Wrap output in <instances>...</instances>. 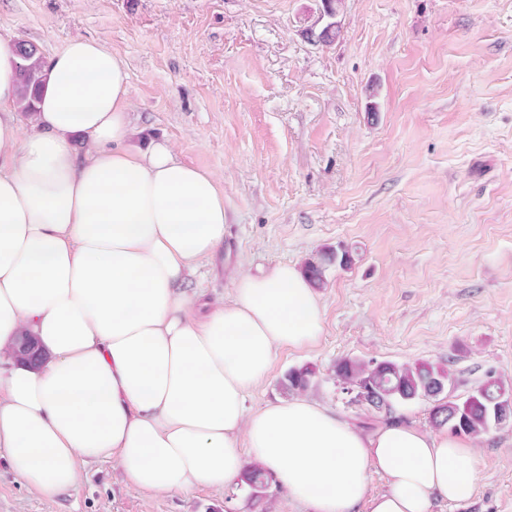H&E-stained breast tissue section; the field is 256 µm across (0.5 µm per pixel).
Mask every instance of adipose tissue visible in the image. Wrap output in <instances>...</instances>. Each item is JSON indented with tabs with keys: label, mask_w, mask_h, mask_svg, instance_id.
I'll use <instances>...</instances> for the list:
<instances>
[{
	"label": "adipose tissue",
	"mask_w": 512,
	"mask_h": 512,
	"mask_svg": "<svg viewBox=\"0 0 512 512\" xmlns=\"http://www.w3.org/2000/svg\"><path fill=\"white\" fill-rule=\"evenodd\" d=\"M19 62L0 39V453L20 482L50 499L77 490L80 464L113 460L141 490L188 492L256 463L311 512L473 496L476 452L447 428L398 413L368 430L301 395L247 409L279 348L321 336L315 286L285 263L200 301L185 283L224 244L215 176L168 142L129 147L128 73L104 44L51 55L25 119ZM22 336L37 363L15 358ZM373 470L389 480L375 496Z\"/></svg>",
	"instance_id": "obj_1"
}]
</instances>
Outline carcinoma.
Returning <instances> with one entry per match:
<instances>
[{
  "label": "carcinoma",
  "mask_w": 512,
  "mask_h": 512,
  "mask_svg": "<svg viewBox=\"0 0 512 512\" xmlns=\"http://www.w3.org/2000/svg\"><path fill=\"white\" fill-rule=\"evenodd\" d=\"M20 64V104L24 112L34 111L41 84L42 58L38 49L25 41L18 42ZM352 255L346 249H325L315 260L305 263V273L315 287L320 288L326 280V271L333 264L349 266ZM316 377V368L303 365L288 369L280 385L287 394L307 391ZM334 377L347 385L361 383L369 391L366 407L390 414L395 406L416 399H432L435 404L431 419L437 427H448V431L478 438L496 425L502 415L512 418V390L496 379H490L469 394L465 399L444 395L453 384L451 372L427 362L398 364L392 361H362L343 358L334 366ZM272 481V477L261 467L253 465L245 473V482L255 498H261Z\"/></svg>",
  "instance_id": "carcinoma-1"
}]
</instances>
